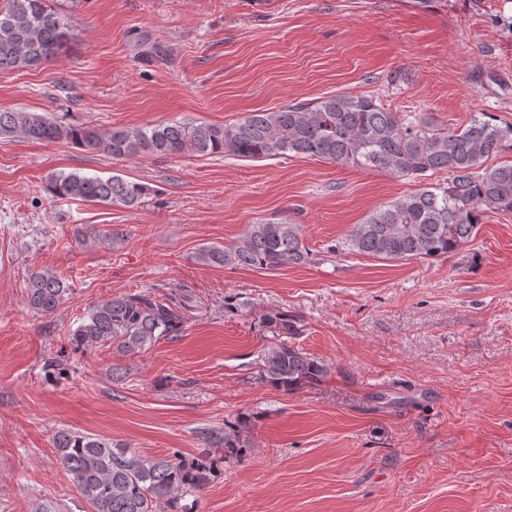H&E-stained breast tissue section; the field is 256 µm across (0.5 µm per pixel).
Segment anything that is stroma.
Returning a JSON list of instances; mask_svg holds the SVG:
<instances>
[{
  "label": "stroma",
  "mask_w": 512,
  "mask_h": 512,
  "mask_svg": "<svg viewBox=\"0 0 512 512\" xmlns=\"http://www.w3.org/2000/svg\"><path fill=\"white\" fill-rule=\"evenodd\" d=\"M75 20L54 61L0 74V109L101 130L215 125L333 93L462 127L512 123V0H53ZM172 51L159 61L146 43ZM149 184L138 209L58 200L55 172ZM382 172L290 154L115 160L60 141L0 139V512H90L61 469V429L142 455L192 456L247 416V450L216 451L189 512H512V215L483 214L450 257L335 254L376 207L418 190ZM289 218L306 263L200 264L201 246ZM68 292L28 304L32 273ZM194 295L183 331L129 355L76 351L90 306ZM297 317L320 383L262 382L260 317ZM67 288L52 270H41L31 275L28 286V303L36 312L47 314L62 303Z\"/></svg>",
  "instance_id": "stroma-1"
}]
</instances>
